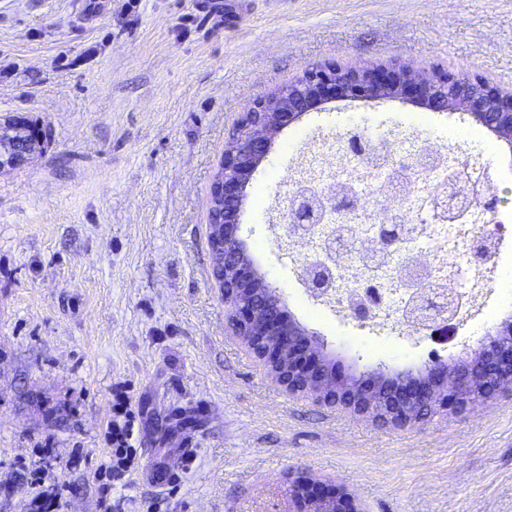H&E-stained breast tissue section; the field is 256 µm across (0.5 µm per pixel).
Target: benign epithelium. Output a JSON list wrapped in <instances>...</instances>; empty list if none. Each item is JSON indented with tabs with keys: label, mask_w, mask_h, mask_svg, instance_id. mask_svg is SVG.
Instances as JSON below:
<instances>
[{
	"label": "benign epithelium",
	"mask_w": 512,
	"mask_h": 512,
	"mask_svg": "<svg viewBox=\"0 0 512 512\" xmlns=\"http://www.w3.org/2000/svg\"><path fill=\"white\" fill-rule=\"evenodd\" d=\"M414 96L438 110H458L471 115L498 137L512 143V93L465 76L422 75L407 67L342 70L334 66L311 67L275 102L264 98L245 112V127L234 131L224 149L221 170L212 184L214 208L224 209L218 231L221 244L212 247L214 266L224 268L219 284L231 329L262 362L274 366V380L290 392H309L323 402L341 405L357 415L401 426L424 419L437 410L461 408L512 384V325L487 337L468 363L450 368L435 362L425 373L391 378L382 372L367 383L339 378L320 354L310 334L288 313L277 288L259 277L240 236L241 203L253 174L268 155L274 136L295 123L314 106L332 99L372 101ZM42 136L38 126L0 124V146L21 145ZM31 159L20 149L0 156V172L19 168ZM289 235L308 237L305 217L290 205L284 215ZM376 248L393 257L402 238L388 227H373ZM317 248L325 255L302 267L306 287L317 297L336 290V260L324 241ZM412 313L423 318L421 328L446 335L453 330L459 300L448 307L433 304L431 292L420 290ZM346 310L359 320L373 318L374 308L346 300ZM291 496L298 512H358L355 500L342 488H325L305 475L292 484Z\"/></svg>",
	"instance_id": "obj_1"
}]
</instances>
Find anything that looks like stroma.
<instances>
[{
	"label": "stroma",
	"instance_id": "stroma-1",
	"mask_svg": "<svg viewBox=\"0 0 512 512\" xmlns=\"http://www.w3.org/2000/svg\"><path fill=\"white\" fill-rule=\"evenodd\" d=\"M0 0V116L47 132L0 173V512L44 476L62 512H107L98 469L112 397L126 393L141 464L108 512H292L303 474L364 512H512V388L388 425L291 394L233 336L212 275L210 186L248 106L312 66L408 65L512 91V0ZM366 131L449 167L490 164L491 259L472 269L454 337L358 322L300 276L313 244L288 236L282 175ZM241 236L321 354L356 380L469 361L512 322V145L409 99H335L278 133L242 203ZM175 472L155 486L156 468Z\"/></svg>",
	"mask_w": 512,
	"mask_h": 512
}]
</instances>
